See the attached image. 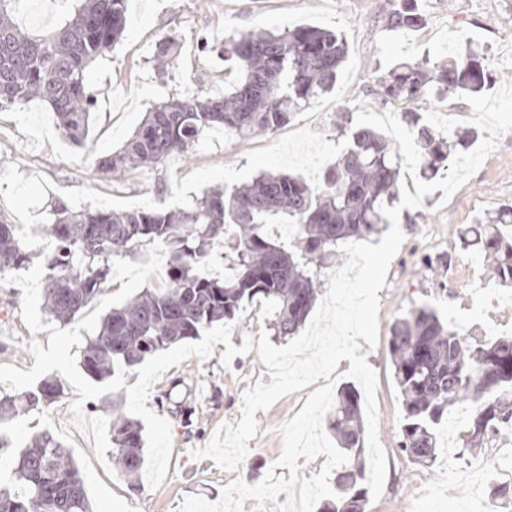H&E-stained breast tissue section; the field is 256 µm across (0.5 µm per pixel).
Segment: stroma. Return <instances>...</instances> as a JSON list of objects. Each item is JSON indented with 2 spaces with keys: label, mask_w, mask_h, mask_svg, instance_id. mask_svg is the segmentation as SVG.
Masks as SVG:
<instances>
[{
  "label": "stroma",
  "mask_w": 512,
  "mask_h": 512,
  "mask_svg": "<svg viewBox=\"0 0 512 512\" xmlns=\"http://www.w3.org/2000/svg\"><path fill=\"white\" fill-rule=\"evenodd\" d=\"M425 14L413 31H392L379 20V0H128V20L119 43L91 66L98 90L85 147L63 139L50 108L38 101L0 112V218L30 225L31 248L48 256L53 248L43 225L55 199L75 208L127 210L159 205L185 207L215 186L233 187L262 171H276L318 184L324 167L347 144L335 126L339 109H383L374 88L391 65L402 60L458 54L467 42L485 48L486 63L498 83L512 81V47L497 43L496 27L512 18V0H418ZM309 24L340 34L349 55L333 90L294 114L275 133L256 134L229 144L223 130L206 133L188 157H176L158 171L137 170L119 181L99 178L93 161L121 148L151 104L172 94L202 90L231 93L237 79L233 62L212 50L238 32L284 30ZM175 35L183 45L172 77L159 78L150 61L155 41ZM423 123L451 134L469 128L472 108L462 97L428 96L413 103ZM512 206V133L502 137L480 169L451 197L425 196L419 207L403 209L404 242L391 261L380 298L379 341L362 345L378 382V436L386 452L387 474L378 500L366 512H512V496L492 498L493 487L512 484V435L496 439L476 455L461 453L467 415L457 404L437 431L436 460L422 466L397 447L402 401L388 351L396 318L428 302L465 341L512 336V286L491 279L483 258L462 249V229L483 217L486 207ZM454 252L452 268L428 270L423 257ZM23 291L0 283V364L27 371L34 364L31 341L48 345L49 334L31 333L21 318ZM224 344L212 357H190L169 368L153 385L146 403L170 424L172 453L166 478L151 489L145 476L109 477L94 443L73 426L77 398L66 378L55 404L22 417L13 427L15 446L50 432L71 453L93 512H293L299 482L308 486L307 512H318L335 491L340 467L337 445L326 426L338 389L347 383L349 360L330 379L280 398L257 411V435L238 470L209 458L196 459L225 423H238L241 397L256 382L270 383L257 352L223 362ZM191 407L190 421L176 417L174 404Z\"/></svg>",
  "instance_id": "1"
}]
</instances>
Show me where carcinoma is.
Here are the masks:
<instances>
[{
	"label": "carcinoma",
	"instance_id": "cac0c4a2",
	"mask_svg": "<svg viewBox=\"0 0 512 512\" xmlns=\"http://www.w3.org/2000/svg\"><path fill=\"white\" fill-rule=\"evenodd\" d=\"M20 2L0 0V112L39 100L55 112L60 134L81 145L97 102L89 69L120 40L127 0H61L67 10L47 33L20 22ZM385 20L391 28L411 30L423 16L417 0H395ZM181 49L176 36L157 39L151 51L155 70L167 73ZM224 53L241 70L232 94L213 97L202 91L154 104L119 151L95 162V173L116 181L133 170H158L173 157L188 156L216 126L230 141L271 134L332 89L348 47L338 33L301 26L232 36L224 41ZM484 60L481 50L469 48L448 59L400 61L380 76L377 94L385 102H415L432 94L478 96L496 80ZM404 120L421 149L420 176L427 181L443 174L448 157L475 136L472 129L449 138L437 135L416 112L404 113ZM337 129L347 146L314 187L292 175L262 172L229 191L204 192L187 210H76L56 200L46 227L54 247L43 279V311L52 320L66 325L95 300L114 261L155 242L167 256L165 287L146 288L105 313L82 351L85 372L106 382L120 366L134 368L217 322L235 319L253 299L271 307L274 335H297L320 294L327 260L339 256L347 242L379 234L389 223L381 207L399 203L401 157L394 143L353 123L347 109L339 112ZM267 224H286L296 233L274 240L264 231ZM511 224L512 206L501 207L460 234L463 248L483 255L489 271L505 284H512V237L501 227ZM221 244L227 272L208 277L201 268ZM35 258L17 225L1 219L0 275L26 270ZM389 353L403 406L398 447L411 461L429 464L437 458L436 428L458 402L473 405L463 440L468 452L512 429V336L466 343L424 303L395 320ZM58 396L59 384L49 380L0 395V452L11 448L18 418ZM328 428L343 465L336 473V498L325 501L320 512H365L364 420L355 387L336 393ZM144 445L141 424L112 401V462L121 475L140 473ZM0 512H90L75 461L50 433L33 436L17 450L10 475L0 477Z\"/></svg>",
	"mask_w": 512,
	"mask_h": 512
}]
</instances>
